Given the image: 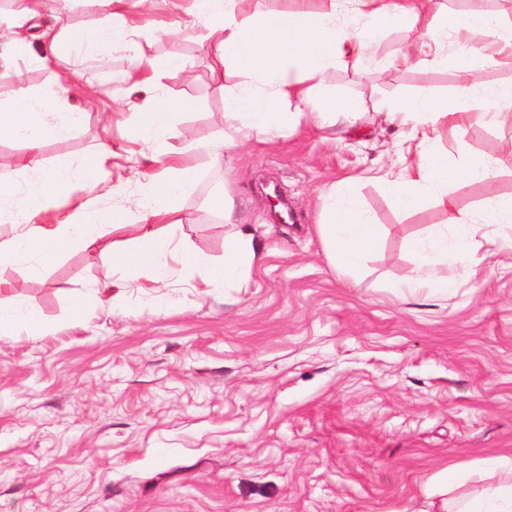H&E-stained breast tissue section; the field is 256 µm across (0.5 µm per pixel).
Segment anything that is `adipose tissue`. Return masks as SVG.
Here are the masks:
<instances>
[{"label": "adipose tissue", "instance_id": "adipose-tissue-1", "mask_svg": "<svg viewBox=\"0 0 512 512\" xmlns=\"http://www.w3.org/2000/svg\"><path fill=\"white\" fill-rule=\"evenodd\" d=\"M106 17L104 26L79 34L59 23H44L53 0H21L0 34V67H52L65 56L81 53L104 62L107 49L124 51L130 61L113 94L116 105L133 109L129 144L124 149L129 173L140 184L138 217L116 210L106 214L92 207V193L111 187V143L103 142L84 157L47 167L42 148L61 129L49 117L59 111L78 123L101 96L99 88L57 75L39 91L0 100V141L19 140L25 151L19 172L35 171V182L20 183L0 173V265L7 264L25 279L53 263L65 250L95 251L110 230L125 238L112 244V267L121 280H144L146 287H167L173 276L200 277L207 288L243 283L256 259L251 235L235 232L224 239V257L213 261L191 250L176 216L201 164L222 166L242 140L274 143L307 123L333 126L352 123L367 112L363 100L325 89L327 71L346 59L361 58L369 39L395 28L422 29L430 63L443 60L441 47L449 35L485 55L512 53V25L490 14H448L440 0H323L320 7L268 11L248 18L237 14L238 0H190L188 16L205 30L204 48L212 60L216 81L226 70L238 80L224 88L226 115L240 124V134L216 129L199 147L197 164L176 143L186 100L162 92L163 73L186 68L177 55L147 56L139 38L150 25L157 4L176 0H95ZM512 115V88L488 89L472 82L455 101L429 94L403 99L385 114L387 122L402 121L408 131L398 150V169L378 179L392 203L414 210L435 201L448 214L446 224L411 240L417 260L401 285L402 291L447 293L454 284L455 260L470 253L485 225L512 230V198L493 201L481 214L457 208L449 184L462 178L491 180L497 170L491 160L474 158L460 164L439 152L438 142L471 118L496 123ZM350 184L320 194V232L339 275L356 276L368 252L379 242V230L350 194ZM72 195L64 209H52L60 195ZM47 323L18 296L0 295V336L20 332L37 335ZM426 497L437 499L436 512H512V458H502L458 475L448 469L424 484Z\"/></svg>", "mask_w": 512, "mask_h": 512}]
</instances>
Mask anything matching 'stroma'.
<instances>
[{"label": "stroma", "mask_w": 512, "mask_h": 512, "mask_svg": "<svg viewBox=\"0 0 512 512\" xmlns=\"http://www.w3.org/2000/svg\"><path fill=\"white\" fill-rule=\"evenodd\" d=\"M171 41L145 30L146 55L179 54L167 94L189 108L187 147L209 139L224 111L204 31L187 14ZM442 65L385 72L348 60L329 84L363 99L352 125L308 124L275 146L244 143L229 168L202 167L178 218L187 244L213 260L235 229L259 247L244 286L211 291L174 278L153 293L128 284L82 317L75 297L112 280L107 253L70 249L26 280L0 279L39 311L38 336L0 338V512H418L426 480L459 463L512 457V243L478 247L448 295L400 296L412 266L406 242L444 224L440 207L396 210L369 170L391 164L406 129L386 107L430 92L453 97L468 77L512 87V57L463 55L447 42ZM33 66L0 69V100L49 83ZM129 110L102 99L47 140V164L121 145ZM441 148L460 161H494V180L452 185L478 214L512 197V120L471 123ZM355 178L381 247L356 280L331 266L317 224L321 190ZM279 187L294 218L272 222ZM241 202L239 225L206 208L218 190Z\"/></svg>", "instance_id": "35a3bbf8"}]
</instances>
